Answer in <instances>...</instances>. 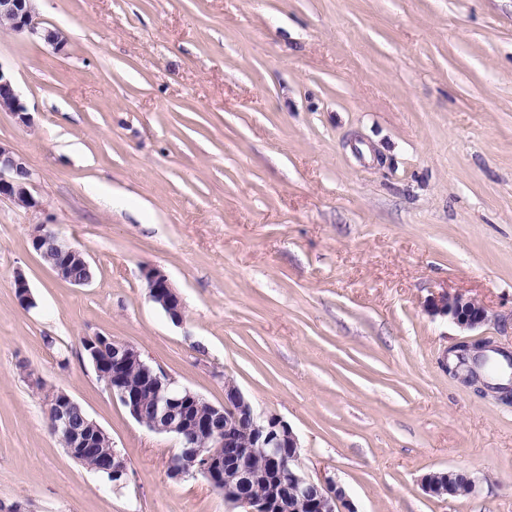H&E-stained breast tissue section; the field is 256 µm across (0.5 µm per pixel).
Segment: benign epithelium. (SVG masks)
I'll list each match as a JSON object with an SVG mask.
<instances>
[{"mask_svg": "<svg viewBox=\"0 0 512 512\" xmlns=\"http://www.w3.org/2000/svg\"><path fill=\"white\" fill-rule=\"evenodd\" d=\"M35 0H0V24H8L14 32L36 37L61 52L67 40L58 30L38 25ZM0 112L10 113L18 123L28 126L32 117L16 90L12 73L0 64ZM33 172L25 160L13 149L0 143V199L11 201L27 211L42 209L34 196ZM30 242L33 250L44 247L57 253L52 266L56 276L72 285L71 265L79 258L88 262L86 253L73 247L64 237L46 223L35 225ZM149 297L166 311L175 323L183 319L179 296L168 276L157 267L143 272ZM15 298L29 309L37 306L25 275L14 276ZM430 311L450 317L459 327L474 329L488 320L487 310L476 301L461 294H442L431 302ZM89 362L95 372L105 379V387L112 398L128 409L134 419L148 430L174 437L179 447L190 448L198 461V472L211 486H224V502L242 508V512H281L286 502L299 499L311 512H355L345 492L336 480L325 476L317 481L304 472L300 462L299 443L293 429L280 417L257 413L240 388L230 379H224V404L211 406L205 417L196 411L201 396L183 387L167 373L147 363L140 350L108 336L84 338ZM499 349L488 339L461 340L448 352V372L466 385H484L479 373H471L464 365L488 359ZM140 369L143 387L133 389L123 382V372L129 366ZM52 414L53 435H62L71 441L68 451L83 455L96 440L108 437L94 420H77L82 407L64 391H55L47 401ZM99 470L107 474L115 486L126 483L128 464L114 452ZM268 486L264 495H253L249 487L257 478Z\"/></svg>", "mask_w": 512, "mask_h": 512, "instance_id": "7a95c632", "label": "benign epithelium"}]
</instances>
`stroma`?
Returning <instances> with one entry per match:
<instances>
[{"label": "stroma", "mask_w": 512, "mask_h": 512, "mask_svg": "<svg viewBox=\"0 0 512 512\" xmlns=\"http://www.w3.org/2000/svg\"><path fill=\"white\" fill-rule=\"evenodd\" d=\"M36 8L64 52L0 28L33 117L0 112V141L43 204L0 200V512H236L201 476L169 477L173 438L86 358L98 333L211 404L234 380L356 512H512V405L443 366L467 337L512 353V0ZM48 220L87 250L90 285L30 247ZM148 267L182 323L149 299ZM444 292L487 322L431 313ZM54 390L111 437L123 487L50 433ZM455 468L475 493H426V475ZM143 275L151 300L165 310L173 322L180 323L183 319L181 300L165 272L160 268L152 267L145 269Z\"/></svg>", "instance_id": "obj_1"}]
</instances>
